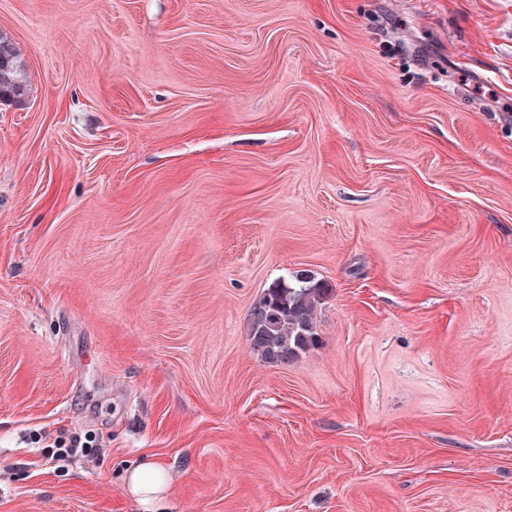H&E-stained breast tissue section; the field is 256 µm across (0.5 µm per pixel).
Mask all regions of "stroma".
I'll list each match as a JSON object with an SVG mask.
<instances>
[{"mask_svg":"<svg viewBox=\"0 0 512 512\" xmlns=\"http://www.w3.org/2000/svg\"><path fill=\"white\" fill-rule=\"evenodd\" d=\"M0 512H512V0H0ZM304 272L319 340L253 352ZM96 436L58 465L35 431ZM29 87L28 72L19 49L13 41L0 34V100L22 103ZM292 278L267 288L248 314L251 349L280 365L293 361L317 342L316 312L326 293L323 284L309 274ZM128 493L144 508H152L166 495L169 484L168 473L156 462L144 460L130 469L125 476Z\"/></svg>","mask_w":512,"mask_h":512,"instance_id":"35a3bbf8","label":"stroma"}]
</instances>
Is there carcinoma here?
<instances>
[{
	"label": "carcinoma",
	"instance_id": "carcinoma-1",
	"mask_svg": "<svg viewBox=\"0 0 512 512\" xmlns=\"http://www.w3.org/2000/svg\"><path fill=\"white\" fill-rule=\"evenodd\" d=\"M30 80L19 49L0 34V97L21 103ZM326 289L309 274H297L266 289L248 314L251 349L262 358L283 365L317 340L315 318Z\"/></svg>",
	"mask_w": 512,
	"mask_h": 512
}]
</instances>
